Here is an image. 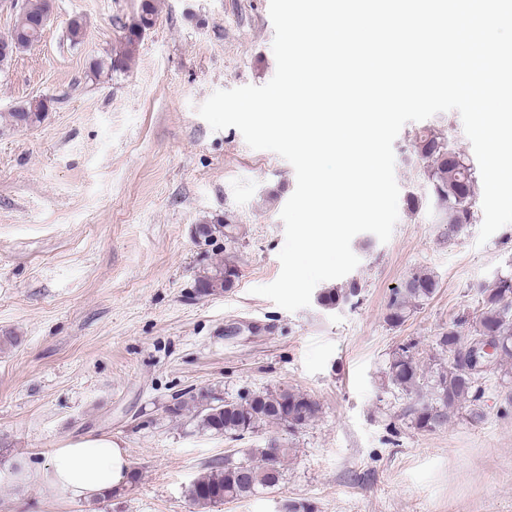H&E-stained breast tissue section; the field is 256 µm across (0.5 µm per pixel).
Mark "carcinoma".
<instances>
[{
    "label": "carcinoma",
    "instance_id": "cac0c4a2",
    "mask_svg": "<svg viewBox=\"0 0 512 512\" xmlns=\"http://www.w3.org/2000/svg\"><path fill=\"white\" fill-rule=\"evenodd\" d=\"M50 16L49 0H19L15 22L10 34L17 37V53H22L40 39L34 26L37 19ZM159 18L157 0H139L136 13L123 25L119 48L104 60L95 63V70L128 71L144 34ZM47 108L43 102L27 100L0 116L15 129H27L44 119ZM419 154L429 162L428 177L434 193L446 215L448 237L452 238L464 225L474 221L476 178L473 168L450 147L449 137L428 133L416 140ZM201 235L224 234L234 241L233 228L216 220L199 227ZM238 278L237 268L229 263L216 266L197 279L199 293L208 296L231 287ZM438 283L424 269H418L394 289L387 306L386 322L397 327L403 324L414 309L424 305L436 294ZM358 293L355 282L346 288H327L318 302L327 308L347 302ZM497 336L500 339V359L512 358V274L499 278L495 287L483 292L479 309L462 315L449 326L448 332L437 337L436 345L443 351L453 342V336ZM387 376L391 385L407 395L416 396L409 407L415 425L429 430L448 423V416L464 409L471 418L478 417L477 406L484 390L482 382L466 377L461 365L448 359L431 378L424 376L411 347L402 346L388 361ZM192 412L191 420L202 429L215 434L241 437L274 425L296 431L308 425L318 412L317 403L307 394L287 387L266 390L226 400L220 404L208 395H192L179 403L178 415ZM288 449L271 441L265 448H249L246 458L235 461L228 457L212 465L208 472L195 479L188 488L189 497L196 503L211 507L226 500L247 498L261 489H272L280 483L282 460Z\"/></svg>",
    "mask_w": 512,
    "mask_h": 512
}]
</instances>
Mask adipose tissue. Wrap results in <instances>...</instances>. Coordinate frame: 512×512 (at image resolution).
I'll return each instance as SVG.
<instances>
[{"instance_id": "adipose-tissue-1", "label": "adipose tissue", "mask_w": 512, "mask_h": 512, "mask_svg": "<svg viewBox=\"0 0 512 512\" xmlns=\"http://www.w3.org/2000/svg\"><path fill=\"white\" fill-rule=\"evenodd\" d=\"M130 476L127 448L106 433L64 441L52 450L45 467L22 462L0 468V484L45 486L61 501L94 498L125 485Z\"/></svg>"}]
</instances>
